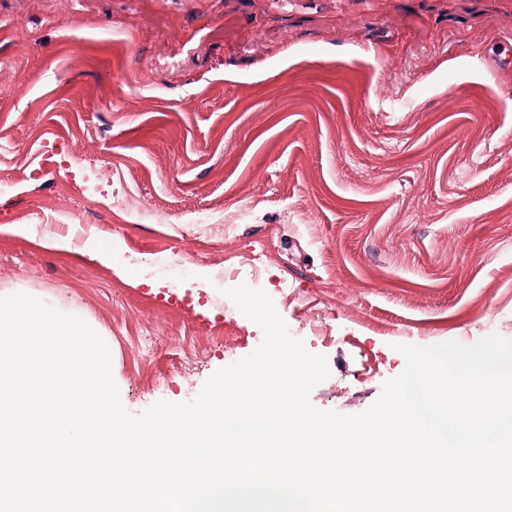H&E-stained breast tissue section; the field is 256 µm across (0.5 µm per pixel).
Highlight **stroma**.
I'll return each instance as SVG.
<instances>
[{
  "mask_svg": "<svg viewBox=\"0 0 512 512\" xmlns=\"http://www.w3.org/2000/svg\"><path fill=\"white\" fill-rule=\"evenodd\" d=\"M264 290L355 415L398 345L512 339V0H0V293L189 402Z\"/></svg>",
  "mask_w": 512,
  "mask_h": 512,
  "instance_id": "1",
  "label": "stroma"
}]
</instances>
